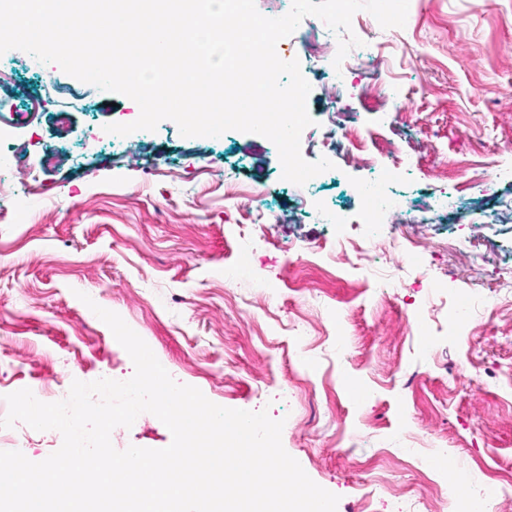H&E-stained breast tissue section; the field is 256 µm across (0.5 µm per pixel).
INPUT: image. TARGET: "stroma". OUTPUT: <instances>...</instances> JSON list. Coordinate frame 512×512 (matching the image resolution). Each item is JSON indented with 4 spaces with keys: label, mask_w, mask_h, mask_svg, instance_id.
I'll return each instance as SVG.
<instances>
[{
    "label": "stroma",
    "mask_w": 512,
    "mask_h": 512,
    "mask_svg": "<svg viewBox=\"0 0 512 512\" xmlns=\"http://www.w3.org/2000/svg\"><path fill=\"white\" fill-rule=\"evenodd\" d=\"M407 20L385 29L354 14L361 59L336 95L335 68L301 48L309 20L278 43L311 86L301 153L335 164L302 186L283 179L271 141L236 130L186 138L164 120L113 150L104 127L135 121V101L86 93L24 51L1 54L0 397L44 385L55 398L76 379L132 376L83 292L176 382L287 420L284 449L338 495L337 512H448L444 454L476 488L512 473V177L455 190L464 160L512 169V0H409ZM372 77L397 112L363 94ZM64 105L72 124L59 136L52 117ZM341 111L359 150L336 140ZM47 144L76 165L45 169ZM14 150L26 175L9 169ZM363 152L397 165L382 189L408 206L374 234ZM228 175L261 196L225 193ZM312 204L342 224L318 220ZM231 265L255 280L225 284ZM470 292L461 330L453 306ZM171 440L150 415L113 446Z\"/></svg>",
    "instance_id": "stroma-1"
}]
</instances>
